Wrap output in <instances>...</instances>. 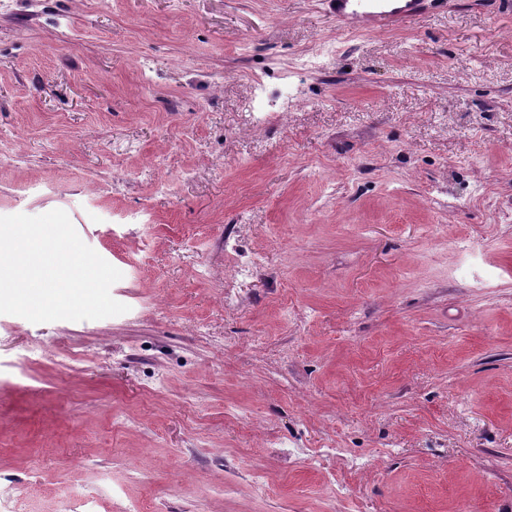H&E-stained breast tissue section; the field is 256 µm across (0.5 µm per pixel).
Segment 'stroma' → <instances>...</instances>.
Returning a JSON list of instances; mask_svg holds the SVG:
<instances>
[{
  "label": "stroma",
  "instance_id": "35a3bbf8",
  "mask_svg": "<svg viewBox=\"0 0 512 512\" xmlns=\"http://www.w3.org/2000/svg\"><path fill=\"white\" fill-rule=\"evenodd\" d=\"M127 313L0 314V512H512V0H0V216ZM447 0H324L325 11L345 29L374 30L420 19Z\"/></svg>",
  "mask_w": 512,
  "mask_h": 512
}]
</instances>
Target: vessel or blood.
<instances>
[{
    "label": "vessel or blood",
    "instance_id": "b4317fda",
    "mask_svg": "<svg viewBox=\"0 0 512 512\" xmlns=\"http://www.w3.org/2000/svg\"><path fill=\"white\" fill-rule=\"evenodd\" d=\"M447 0H324L325 11L345 29L374 30L420 19Z\"/></svg>",
    "mask_w": 512,
    "mask_h": 512
}]
</instances>
